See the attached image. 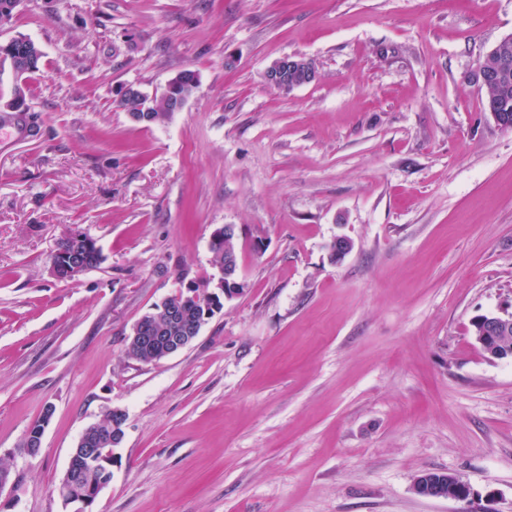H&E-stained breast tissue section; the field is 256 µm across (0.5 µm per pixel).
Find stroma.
Masks as SVG:
<instances>
[{
	"mask_svg": "<svg viewBox=\"0 0 512 512\" xmlns=\"http://www.w3.org/2000/svg\"><path fill=\"white\" fill-rule=\"evenodd\" d=\"M21 35L40 130L0 138V512H73L55 486L114 408L93 512H512V358L472 336L512 312V130L475 78L512 0H21L0 42ZM286 56L316 80L269 85ZM186 69L167 123L114 107ZM227 224L243 294L183 351L131 359ZM75 231L104 260L55 278ZM428 471L469 502L418 495ZM112 411V412H111ZM112 414H114V417L119 421L120 423V430L114 429L116 426L112 423ZM127 417L125 411L119 408H114L112 410H109L105 413L103 418L96 423L98 427L101 428L100 432H103L107 435L112 436L109 437V444H112V448H110V454L112 455V465H113V448L119 447L121 442L123 441L125 432H124V426L126 423ZM111 465V466H112ZM51 415L52 411L47 412L45 410L42 416L31 425L23 443V451L27 455L34 456L37 448H41L44 430L49 423Z\"/></svg>",
	"mask_w": 512,
	"mask_h": 512,
	"instance_id": "stroma-1",
	"label": "stroma"
}]
</instances>
